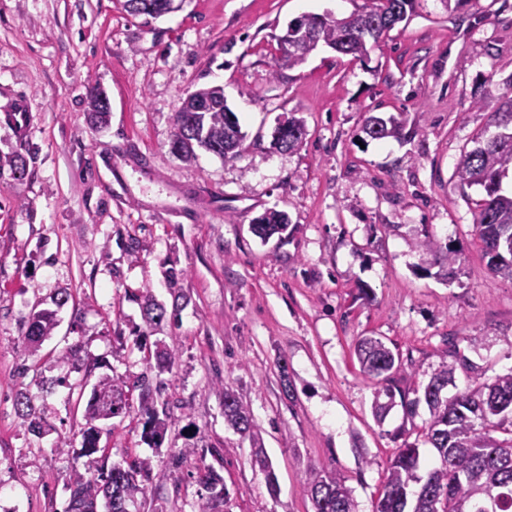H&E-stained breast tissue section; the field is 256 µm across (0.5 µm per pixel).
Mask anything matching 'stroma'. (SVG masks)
<instances>
[{
	"mask_svg": "<svg viewBox=\"0 0 512 512\" xmlns=\"http://www.w3.org/2000/svg\"><path fill=\"white\" fill-rule=\"evenodd\" d=\"M159 18L119 0H0V512H64L83 471L79 393L108 374L135 381L147 352L174 348L162 374L171 420L162 447L130 412L102 438L107 462L150 459L142 512H198L199 468L229 491L225 512H313L311 466L340 474L356 512H374L397 448L417 442L429 414H373L377 380L354 353L382 339L411 362L393 384L427 383L456 345L445 396L512 372V282L487 267L475 235L478 189L461 193L460 154L490 134L512 75V0H416L409 20L359 61L321 46L289 67L278 37L306 13L343 16L364 0H176ZM490 91L473 107L477 83ZM220 85L247 134L235 160L173 155L174 115L187 93ZM103 90L110 123L86 116ZM26 98V134L8 121ZM306 126L294 151L273 149L279 120ZM369 115L395 116L402 138L362 133ZM287 212L283 238L251 231L265 210ZM457 252L456 276L425 268L420 241ZM182 270L170 288L169 268ZM69 301L42 353L80 345L45 399L48 432L29 435L14 406L36 390L20 373L35 305ZM179 307L177 325L147 328L143 293ZM288 374L292 395L280 380ZM232 387L262 431L277 477L269 494L251 447L224 423ZM195 445L179 471L171 457Z\"/></svg>",
	"mask_w": 512,
	"mask_h": 512,
	"instance_id": "obj_1",
	"label": "stroma"
}]
</instances>
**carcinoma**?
<instances>
[{
    "label": "carcinoma",
    "mask_w": 512,
    "mask_h": 512,
    "mask_svg": "<svg viewBox=\"0 0 512 512\" xmlns=\"http://www.w3.org/2000/svg\"><path fill=\"white\" fill-rule=\"evenodd\" d=\"M158 0H124L123 8L131 15L158 18ZM415 0H367L365 7L347 17L335 18L317 14L319 31L312 37L300 35L288 49V66L306 62L309 55L324 44L336 52L362 60L368 56V44L396 26L409 20ZM508 92L501 98L493 113L495 131L476 140V146L460 155L455 176L462 188L480 186L484 197L475 203L474 228L484 255L497 248L501 258L488 261L492 274L512 281V193L502 188L503 179L512 173V76L506 80ZM195 94L206 99L199 112H178L174 125L178 130V156L192 160L195 149L202 148L222 159H233L243 150L245 134L238 118L224 100V89L202 88ZM87 112L95 124H108L110 109L107 96L97 88L88 91ZM369 138L380 140L401 134L402 126L394 118H386L385 126L377 130L363 124ZM277 138L285 150L294 149L300 141L291 126L276 128ZM288 215L270 210L252 224V232L266 241L283 233ZM427 262L440 268L447 278L455 273L457 254L447 246L427 238L419 242ZM143 315L151 327L166 319L167 309L146 294L143 296ZM57 327L55 312L42 309L28 322L24 356L35 358L42 343ZM358 360L368 375L388 381L401 368L399 354L381 339L363 337L356 346ZM443 362L441 369L424 386L408 392H395L387 385L375 392L374 413L383 419L400 397V405L408 419L418 415L420 405L427 407L429 418L423 429L424 442L436 452L439 464L421 466L420 450L415 443L398 448L390 461L385 481L374 512H512V373L495 377L491 382L474 385L450 399L442 396L454 375L458 357ZM155 363H147L137 379L139 415L144 419L142 438L152 448L162 447L168 431L169 403L161 399V374L172 371L175 356L167 347L154 354ZM44 395L20 391L15 396L19 416L35 437L42 434V422L37 415L38 401ZM127 385L119 377L105 378L94 387L83 412L81 428L82 456L86 458L85 473L77 476L70 501L64 512H97L98 498L104 499L106 512H131L138 498H146L151 463L142 460L123 467L114 464L110 469L96 457L104 429L98 421H110L130 412ZM224 422L233 431L250 441L253 462L264 476L267 490L277 492V479L271 462L263 451V438L250 409L236 392L224 386ZM198 482L207 495L201 497L199 512H218L221 503L228 501L229 491L223 476L208 466L198 472ZM305 484L314 512H354L350 490L336 471L311 467L306 471Z\"/></svg>",
    "instance_id": "cac0c4a2"
}]
</instances>
